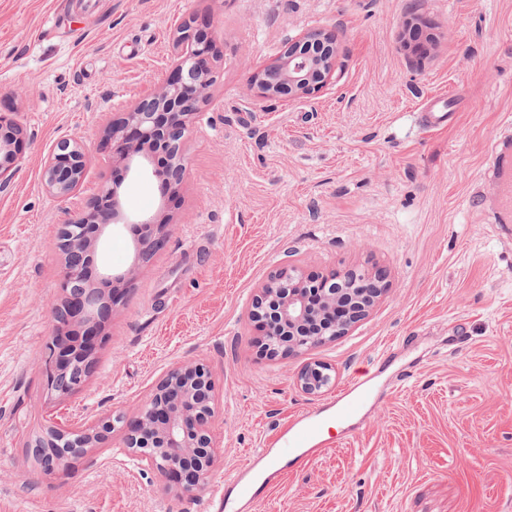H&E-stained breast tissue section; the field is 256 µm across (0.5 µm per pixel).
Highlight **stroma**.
I'll list each match as a JSON object with an SVG mask.
<instances>
[{
  "label": "stroma",
  "mask_w": 512,
  "mask_h": 512,
  "mask_svg": "<svg viewBox=\"0 0 512 512\" xmlns=\"http://www.w3.org/2000/svg\"><path fill=\"white\" fill-rule=\"evenodd\" d=\"M212 37L210 97L191 120L179 186L126 174L106 127L168 75L180 26ZM335 30L340 64L318 92L253 104L248 77L305 29ZM455 119L423 131L425 98ZM0 115L26 138L0 188V512H214L219 488L292 414L303 357L269 360L247 317L278 268L306 277L383 271L386 289L347 336L314 351L335 388L384 396L360 429L293 468L253 512H512V241L476 198L512 135V0H0ZM86 148L64 204L43 166ZM163 242L136 261L140 228L102 258L129 270L85 386L50 403L45 343L64 297L58 231L102 182ZM206 361L221 462L204 492L160 489L120 451L124 429L44 474L30 448L54 421L131 420L164 374Z\"/></svg>",
  "instance_id": "obj_1"
}]
</instances>
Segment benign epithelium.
Wrapping results in <instances>:
<instances>
[{
  "instance_id": "benign-epithelium-1",
  "label": "benign epithelium",
  "mask_w": 512,
  "mask_h": 512,
  "mask_svg": "<svg viewBox=\"0 0 512 512\" xmlns=\"http://www.w3.org/2000/svg\"><path fill=\"white\" fill-rule=\"evenodd\" d=\"M339 47L323 28L300 33L270 63L252 73L249 86L260 101L292 100L309 95L332 80ZM207 35L191 25L179 29L165 81L149 95L130 103L121 120L108 129L116 155L128 172L151 175L160 181L180 182L184 171L182 145L192 116L215 82ZM25 135L22 125L0 123V187L5 186L15 162V148ZM85 179V154L74 142L63 141L49 153L44 181L49 192L71 198ZM128 223L116 191L109 185L87 199L82 217L61 225L60 246L67 255L63 291L83 283L82 291L52 310L58 323L46 342L45 373L48 389L67 397L87 381L93 341L101 329V315L112 303L126 272L110 265L95 267L94 247ZM307 281L293 266L281 268L254 292L248 318L264 321L273 315L275 327H263L266 354L300 356L346 336L362 321L374 300L366 302L348 288H319L311 298ZM335 370L319 361L302 365L295 386L305 394L320 395L335 381ZM215 384L202 362L177 365L142 401L129 424L122 451L160 479L175 476L178 491L195 495L206 489L220 452L210 432L215 414ZM114 430L104 417L89 428L54 424L34 442L36 448H95Z\"/></svg>"
}]
</instances>
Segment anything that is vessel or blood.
<instances>
[{"label": "vessel or blood", "instance_id": "obj_1", "mask_svg": "<svg viewBox=\"0 0 512 512\" xmlns=\"http://www.w3.org/2000/svg\"><path fill=\"white\" fill-rule=\"evenodd\" d=\"M450 117L444 99L433 97L425 103L420 122L424 129L434 130L447 127ZM373 398L372 389L358 382L350 384L335 399L338 419L355 418ZM322 426L321 419L311 413L292 416L279 425L265 438L263 451L255 453L231 476L235 496L227 500V507L234 512H250L259 495L253 484L254 471H262L267 483L272 484L279 480L289 463H302L327 451Z\"/></svg>", "mask_w": 512, "mask_h": 512}]
</instances>
